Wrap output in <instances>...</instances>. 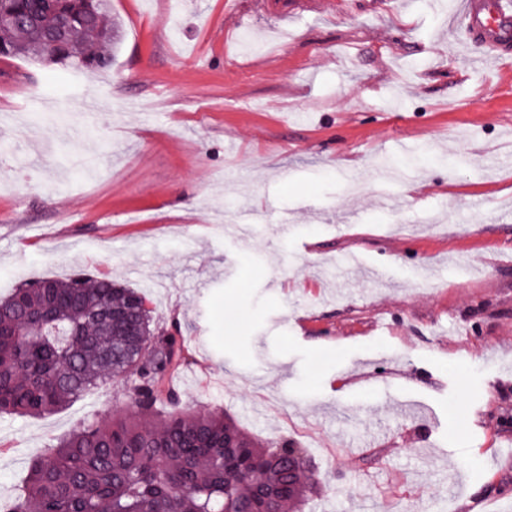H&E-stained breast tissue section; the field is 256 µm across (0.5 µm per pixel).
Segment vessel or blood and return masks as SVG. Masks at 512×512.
Masks as SVG:
<instances>
[{
	"mask_svg": "<svg viewBox=\"0 0 512 512\" xmlns=\"http://www.w3.org/2000/svg\"><path fill=\"white\" fill-rule=\"evenodd\" d=\"M457 29L464 41L483 55L512 56V0H463Z\"/></svg>",
	"mask_w": 512,
	"mask_h": 512,
	"instance_id": "b4317fda",
	"label": "vessel or blood"
}]
</instances>
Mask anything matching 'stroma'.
<instances>
[{"label":"stroma","instance_id":"1","mask_svg":"<svg viewBox=\"0 0 512 512\" xmlns=\"http://www.w3.org/2000/svg\"><path fill=\"white\" fill-rule=\"evenodd\" d=\"M459 8L112 0L111 68L0 57V296L140 291L188 338L187 406L305 449L298 512H512V167L484 163L512 156V61L478 59ZM124 404L115 380L0 415V495Z\"/></svg>","mask_w":512,"mask_h":512}]
</instances>
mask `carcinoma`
Segmentation results:
<instances>
[{
	"mask_svg": "<svg viewBox=\"0 0 512 512\" xmlns=\"http://www.w3.org/2000/svg\"><path fill=\"white\" fill-rule=\"evenodd\" d=\"M69 25L60 36L55 13ZM111 5L0 0L12 57L80 68L112 63ZM181 327L154 325L141 294L108 277L31 279L0 298V413L39 417L114 379L126 408L91 418L32 458L0 512H289L317 483L304 451L273 446L222 412L183 405L168 380L188 361ZM301 458L288 475V449Z\"/></svg>",
	"mask_w": 512,
	"mask_h": 512,
	"instance_id": "cac0c4a2",
	"label": "carcinoma"
}]
</instances>
